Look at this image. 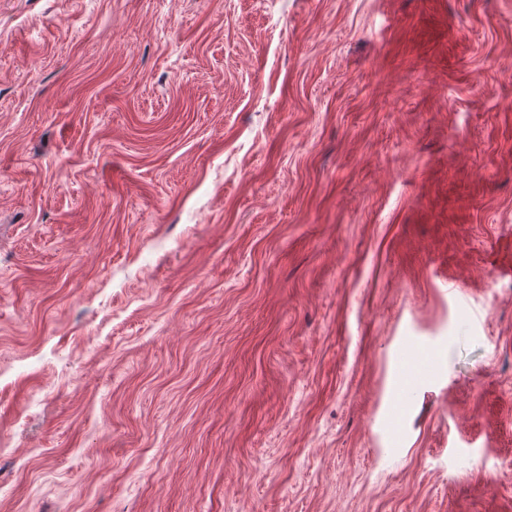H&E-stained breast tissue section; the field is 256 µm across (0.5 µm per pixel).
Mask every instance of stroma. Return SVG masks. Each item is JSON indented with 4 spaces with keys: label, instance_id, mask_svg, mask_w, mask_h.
<instances>
[{
    "label": "stroma",
    "instance_id": "35a3bbf8",
    "mask_svg": "<svg viewBox=\"0 0 512 512\" xmlns=\"http://www.w3.org/2000/svg\"><path fill=\"white\" fill-rule=\"evenodd\" d=\"M509 265L512 0H0V512H512Z\"/></svg>",
    "mask_w": 512,
    "mask_h": 512
}]
</instances>
